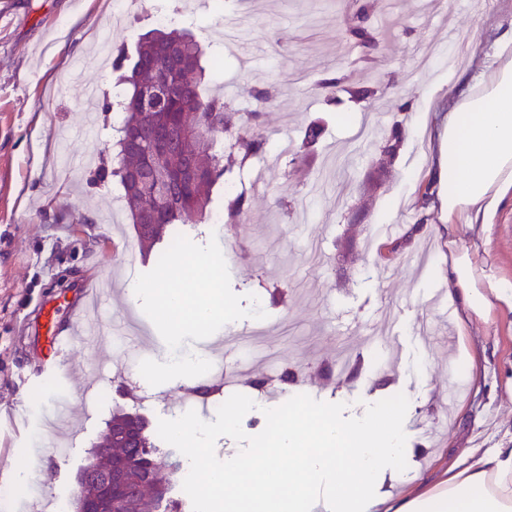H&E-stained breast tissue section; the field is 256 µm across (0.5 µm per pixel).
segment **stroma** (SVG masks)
Wrapping results in <instances>:
<instances>
[{
    "mask_svg": "<svg viewBox=\"0 0 512 512\" xmlns=\"http://www.w3.org/2000/svg\"><path fill=\"white\" fill-rule=\"evenodd\" d=\"M345 2L137 0L116 26L104 0H0V512H24L40 495L72 497L111 417L109 410L89 413L88 387L100 384L110 406L133 407L127 381L113 368L134 353L159 362L172 356L129 288L166 246L142 250L127 211H120L119 227L104 224L121 189L89 181L90 170L112 162V116L97 112L94 127L85 128L83 89L92 82L110 91L116 75L106 62L81 80H62L74 60L95 54L92 33L134 48L158 27L162 7H180L178 26L204 49L209 92L251 112L255 102L244 87L272 91L257 128L269 142L298 140L311 120L324 121L320 152L306 173L278 167L263 191L249 192L232 232L197 217L178 227L199 245L217 239L233 292L243 307L255 302L266 314V333L255 340H243L253 325L244 318L181 348L242 372L236 390L217 394L225 408L238 409L236 430L225 432L223 415L204 419L210 469H223L228 456L252 454L271 430L256 407L263 399L253 387L257 379L279 382L285 414L304 407L345 427L376 414L397 419L406 451L382 473L378 495L397 497L433 482L465 449L512 446V315L484 318L448 300L433 310L423 303L429 289L447 291L448 267L464 255L478 288L512 284V204L500 206L491 223L451 232L439 207L423 225L417 208L418 175L435 164L436 130L449 101L466 91L512 26V0H486L478 11L470 0H444L440 14L431 13L430 0H376L377 29L390 14L400 23L372 60L345 33ZM447 13L457 16V38L472 42L474 52L457 69L437 61L415 86L390 89L443 38ZM340 64L350 70L349 87L383 88L386 105L371 114L362 101L328 105V92L314 83ZM404 98L412 105L402 111ZM371 120L383 131L397 123L405 130L390 164L361 132ZM352 212L363 213L360 224H349ZM374 224H414L418 233L400 258L381 262L368 246ZM98 278L112 283L99 305L104 339L95 350L67 346L73 380L58 387L43 320L52 316L67 329L82 286ZM425 320L438 333L428 349L414 340ZM349 327L374 332V344L345 339ZM88 361L95 371L87 377L81 368ZM453 367L465 372L470 391L448 401L442 377ZM286 372L293 381L282 382ZM65 412L70 448L58 456L47 422ZM21 460L29 463L23 482Z\"/></svg>",
    "mask_w": 512,
    "mask_h": 512,
    "instance_id": "1",
    "label": "stroma"
}]
</instances>
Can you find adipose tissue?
<instances>
[{"mask_svg": "<svg viewBox=\"0 0 512 512\" xmlns=\"http://www.w3.org/2000/svg\"><path fill=\"white\" fill-rule=\"evenodd\" d=\"M439 157L434 167L436 196L449 224H486L500 205L512 200V32L493 59L455 101L438 133ZM448 294L467 310L489 316L495 302L512 310V285L491 294L472 286L471 263L462 258L448 269ZM277 425L266 465L227 461L211 472L209 485L234 487L225 512H304L303 495H274L277 479L289 484L325 485L332 512H512V448L482 453L470 448L443 469L438 479L404 495L367 502L364 498L385 468L402 454L400 423L370 419L347 430L325 422L313 436L299 441V416L280 422L279 411L265 405ZM289 455L296 466L281 475L275 456Z\"/></svg>", "mask_w": 512, "mask_h": 512, "instance_id": "obj_1", "label": "adipose tissue"}]
</instances>
